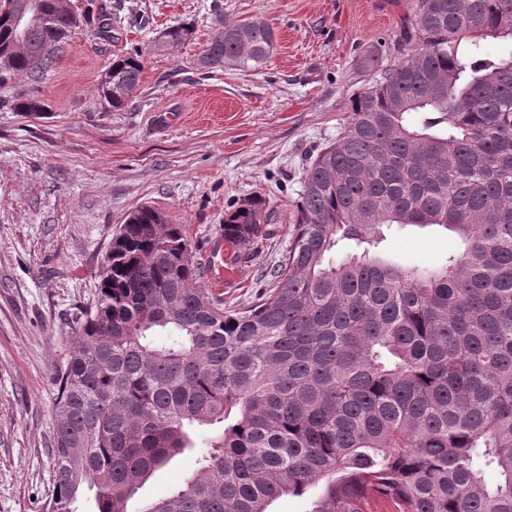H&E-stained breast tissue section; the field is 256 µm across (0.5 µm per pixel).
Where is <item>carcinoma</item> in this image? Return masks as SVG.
I'll use <instances>...</instances> for the list:
<instances>
[{"mask_svg": "<svg viewBox=\"0 0 512 512\" xmlns=\"http://www.w3.org/2000/svg\"><path fill=\"white\" fill-rule=\"evenodd\" d=\"M117 11L97 14L100 37ZM412 15L398 61L346 100L305 170L257 303L226 308L201 288L163 211L120 225L58 377L52 512H77L87 491L94 512H132L187 449L194 472L137 512H269L315 484L309 512H366L369 488L402 512H512V56L479 47L512 39V0H414ZM221 27L203 69L273 52L265 21ZM77 29L69 0H0V82L50 67ZM142 72L139 53L113 59L99 102L123 107ZM12 111L45 108L21 97ZM277 215L248 198L224 213V240L246 245ZM408 226L459 244L432 268L399 262L386 241Z\"/></svg>", "mask_w": 512, "mask_h": 512, "instance_id": "1", "label": "carcinoma"}]
</instances>
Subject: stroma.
Returning a JSON list of instances; mask_svg holds the SVG:
<instances>
[{
	"label": "stroma",
	"instance_id": "35a3bbf8",
	"mask_svg": "<svg viewBox=\"0 0 512 512\" xmlns=\"http://www.w3.org/2000/svg\"><path fill=\"white\" fill-rule=\"evenodd\" d=\"M121 5L111 41L85 25L36 77L0 83V512H47L53 492L56 374L92 303L101 264L128 214L142 205L186 227L201 286L249 306L288 248L289 205L306 167L334 142L343 105L395 60L378 50L400 36L412 0H72ZM261 19L275 32L267 63L241 72L197 61L219 19ZM186 23L189 41L161 32ZM140 52L139 88L119 110L95 101L113 57ZM42 99L43 118L11 111ZM277 206L253 244L224 241V214L244 198ZM446 231L395 232L390 255L437 265ZM195 468L185 452L132 500L167 496Z\"/></svg>",
	"mask_w": 512,
	"mask_h": 512
}]
</instances>
